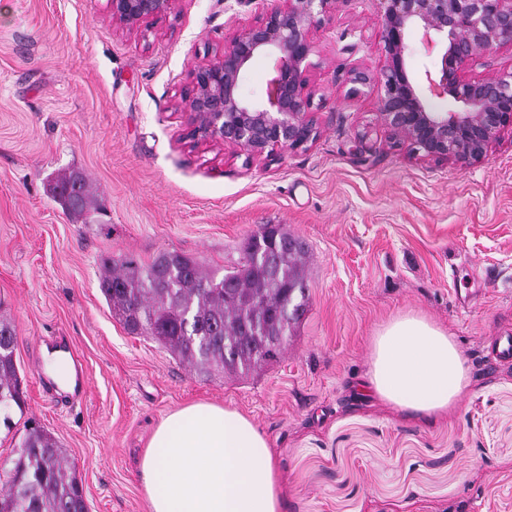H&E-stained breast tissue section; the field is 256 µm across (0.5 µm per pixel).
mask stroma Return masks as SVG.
I'll return each mask as SVG.
<instances>
[{
  "label": "stroma",
  "mask_w": 512,
  "mask_h": 512,
  "mask_svg": "<svg viewBox=\"0 0 512 512\" xmlns=\"http://www.w3.org/2000/svg\"><path fill=\"white\" fill-rule=\"evenodd\" d=\"M266 0H181L142 32L112 30L107 0H0V319L12 324L23 407L0 409V473L25 427L60 444L89 512H146L139 461L158 422L190 402L231 406L267 434L283 512H512V134L485 161L413 155L375 121L378 91L345 95L334 66L383 61L374 0L339 5L306 73L321 133L246 164L183 139L189 68ZM354 53H344L347 45ZM84 174L104 207L73 219L51 187ZM305 250L307 312L276 363L206 373L129 334L100 289L104 258L182 252L209 270L265 226ZM482 289L471 311L455 292ZM423 314L454 336L470 384L444 415L356 396L372 339ZM81 361L84 392L32 366L44 346Z\"/></svg>",
  "instance_id": "1"
}]
</instances>
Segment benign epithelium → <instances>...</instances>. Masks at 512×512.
Returning a JSON list of instances; mask_svg holds the SVG:
<instances>
[{"instance_id":"7a95c632","label":"benign epithelium","mask_w":512,"mask_h":512,"mask_svg":"<svg viewBox=\"0 0 512 512\" xmlns=\"http://www.w3.org/2000/svg\"><path fill=\"white\" fill-rule=\"evenodd\" d=\"M352 0H273L253 23L224 34V48L188 70L185 139L193 146H222L246 154V162L273 153L306 150L321 127L306 91L310 58L323 52L313 31L317 16ZM180 0H108L112 29L133 34L175 12ZM375 24L384 62L343 68L350 98L379 90L376 120L413 152L436 162L472 164L485 159L505 131H512V71L493 67L501 47L512 45V0H375ZM418 35V46L409 42ZM420 49L441 68L421 77L407 59ZM264 57L269 75L261 96L248 99L242 82ZM482 66L485 74L468 73ZM450 97L455 107L436 111L431 101Z\"/></svg>"}]
</instances>
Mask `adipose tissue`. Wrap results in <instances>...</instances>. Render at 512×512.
Returning a JSON list of instances; mask_svg holds the SVG:
<instances>
[{
  "label": "adipose tissue",
  "instance_id": "ef3b65f1",
  "mask_svg": "<svg viewBox=\"0 0 512 512\" xmlns=\"http://www.w3.org/2000/svg\"><path fill=\"white\" fill-rule=\"evenodd\" d=\"M470 383L453 336L406 312L374 336L360 392L406 411H447ZM148 512H282L283 486L264 431L227 406L193 402L155 427L140 462Z\"/></svg>",
  "mask_w": 512,
  "mask_h": 512
}]
</instances>
